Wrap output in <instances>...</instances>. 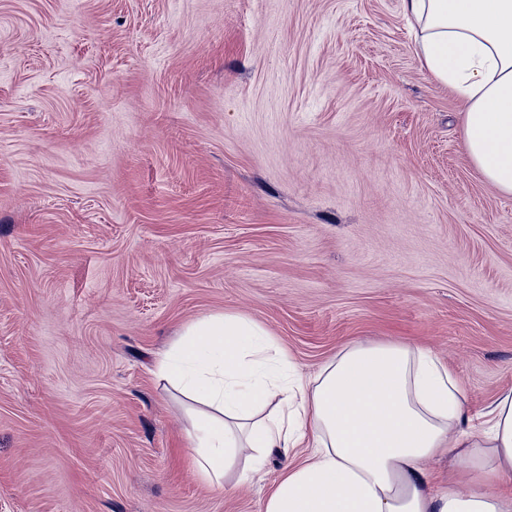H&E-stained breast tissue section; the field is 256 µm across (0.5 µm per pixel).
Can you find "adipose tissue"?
I'll return each instance as SVG.
<instances>
[{
	"instance_id": "ef3b65f1",
	"label": "adipose tissue",
	"mask_w": 512,
	"mask_h": 512,
	"mask_svg": "<svg viewBox=\"0 0 512 512\" xmlns=\"http://www.w3.org/2000/svg\"><path fill=\"white\" fill-rule=\"evenodd\" d=\"M402 6L415 58L465 106L471 161L511 195L512 0ZM153 373L190 400L192 465L211 489L262 471L275 451L308 448L263 512H512V489L461 494L424 470L449 456L488 481L512 473V392L468 413L447 366L422 349L352 344L304 379L267 330L219 313L190 325Z\"/></svg>"
}]
</instances>
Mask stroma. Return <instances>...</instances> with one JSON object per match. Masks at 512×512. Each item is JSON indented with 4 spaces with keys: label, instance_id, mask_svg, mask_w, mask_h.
Masks as SVG:
<instances>
[{
    "label": "stroma",
    "instance_id": "stroma-1",
    "mask_svg": "<svg viewBox=\"0 0 512 512\" xmlns=\"http://www.w3.org/2000/svg\"><path fill=\"white\" fill-rule=\"evenodd\" d=\"M413 42L401 0H0V512H262L305 449L210 489L152 373L214 313L512 390V195Z\"/></svg>",
    "mask_w": 512,
    "mask_h": 512
}]
</instances>
